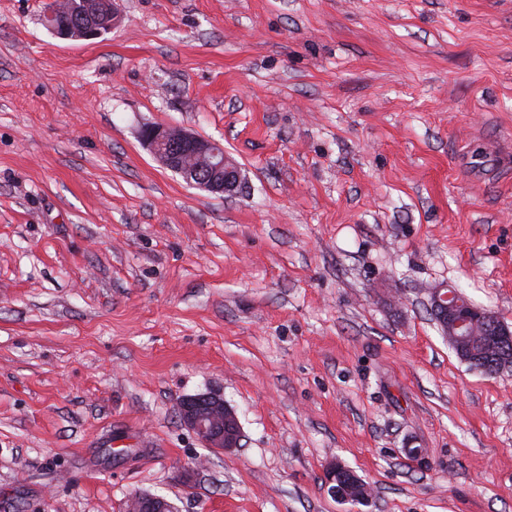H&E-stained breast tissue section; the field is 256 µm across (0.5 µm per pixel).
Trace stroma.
Instances as JSON below:
<instances>
[{"label": "stroma", "instance_id": "35a3bbf8", "mask_svg": "<svg viewBox=\"0 0 512 512\" xmlns=\"http://www.w3.org/2000/svg\"><path fill=\"white\" fill-rule=\"evenodd\" d=\"M46 3L0 0V512H512V367L430 315L512 328V0H120L89 41ZM201 393L239 448L180 423ZM66 3L67 1L61 3L50 0L46 8V25L54 35L61 39L90 40L98 38L108 33L116 25L118 7L113 5L112 11L104 14L99 12L88 14L78 13V11L71 12L68 17H71L72 20L60 23L58 15L63 14ZM140 138L167 169L195 189L224 195L243 184L239 168L219 143L183 128L154 124L145 125ZM459 293V292H458ZM453 288L447 286H438L432 288L431 309L438 314L441 319V326L444 328V335L451 336L453 340L460 343H466L473 337L475 348L478 353L467 361L471 366L481 370L486 375H495L504 368L512 365V339L502 340L498 336H507L512 338V330L503 323L496 325L495 336H492L491 322L497 323V318L486 310L474 306L473 304H462L458 300L466 299L461 293L458 294ZM491 316V317H490ZM435 316V319L438 320ZM487 329H482L477 336L476 331L483 322ZM181 423L191 430L206 448H238L241 428L234 410L215 395L201 394L181 399L177 407ZM130 512H176L175 505L161 496L142 498L141 494H134L128 499Z\"/></svg>", "mask_w": 512, "mask_h": 512}]
</instances>
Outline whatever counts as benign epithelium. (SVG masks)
Instances as JSON below:
<instances>
[{"instance_id":"1","label":"benign epithelium","mask_w":512,"mask_h":512,"mask_svg":"<svg viewBox=\"0 0 512 512\" xmlns=\"http://www.w3.org/2000/svg\"><path fill=\"white\" fill-rule=\"evenodd\" d=\"M65 10L59 0H48L46 25L57 37L66 40H90L109 32L116 25L118 7L104 14L72 12L71 21L60 22ZM140 138L159 161L187 185L212 195L233 194L242 184L239 168L224 154L220 144L190 133L183 128L147 124ZM431 309L438 314L444 335L466 343L476 335L490 313L458 300L452 288L438 286L431 290ZM181 423L207 448L231 450L241 441V428L234 410L215 395L201 394L181 399L177 407ZM128 512H176L175 505L161 496L128 499Z\"/></svg>"}]
</instances>
